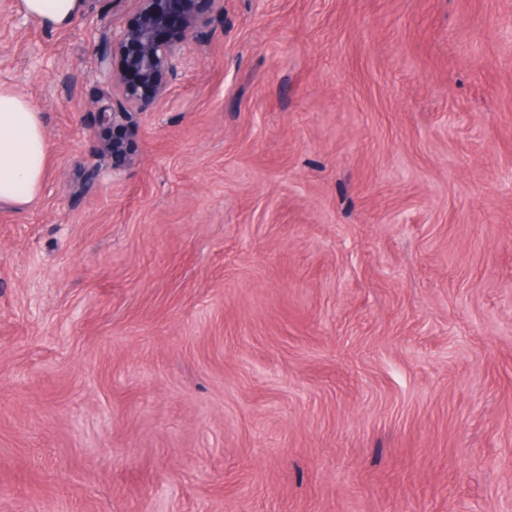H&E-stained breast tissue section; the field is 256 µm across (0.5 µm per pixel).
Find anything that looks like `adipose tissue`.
Returning <instances> with one entry per match:
<instances>
[{"instance_id":"ef3b65f1","label":"adipose tissue","mask_w":512,"mask_h":512,"mask_svg":"<svg viewBox=\"0 0 512 512\" xmlns=\"http://www.w3.org/2000/svg\"><path fill=\"white\" fill-rule=\"evenodd\" d=\"M17 9L44 29L70 27L86 0H17ZM51 155L43 117L26 96L0 87V205L18 210L41 193Z\"/></svg>"}]
</instances>
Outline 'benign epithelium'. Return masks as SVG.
I'll list each match as a JSON object with an SVG mask.
<instances>
[{
  "mask_svg": "<svg viewBox=\"0 0 512 512\" xmlns=\"http://www.w3.org/2000/svg\"><path fill=\"white\" fill-rule=\"evenodd\" d=\"M139 9L122 27L112 30L110 49L99 59V70L112 87V96L97 106L101 125L112 130L136 126L147 107L163 97L167 77L185 60L186 50L204 18L185 7L189 0H138ZM178 27L182 41L167 32ZM124 55V65L112 67L111 52Z\"/></svg>",
  "mask_w": 512,
  "mask_h": 512,
  "instance_id": "obj_1",
  "label": "benign epithelium"
}]
</instances>
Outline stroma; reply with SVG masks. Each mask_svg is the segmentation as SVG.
Instances as JSON below:
<instances>
[{
  "label": "stroma",
  "mask_w": 512,
  "mask_h": 512,
  "mask_svg": "<svg viewBox=\"0 0 512 512\" xmlns=\"http://www.w3.org/2000/svg\"><path fill=\"white\" fill-rule=\"evenodd\" d=\"M137 9L0 0V512H512V0H224L115 158ZM16 5L44 29L55 31L70 27L84 12L86 0H17ZM51 155L43 117L26 96L0 87V205L24 210L41 193Z\"/></svg>",
  "instance_id": "stroma-1"
}]
</instances>
